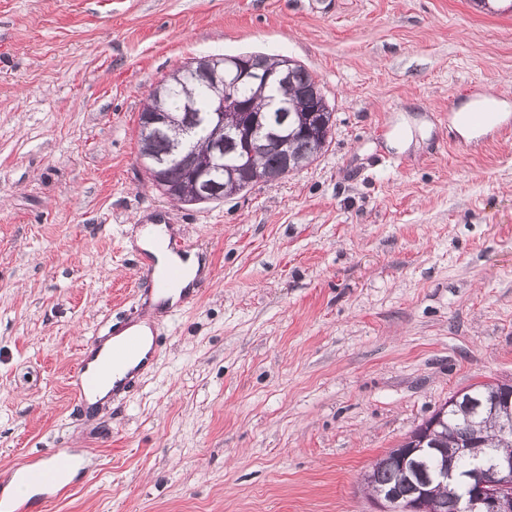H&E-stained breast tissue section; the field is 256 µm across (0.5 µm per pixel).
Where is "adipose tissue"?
Returning <instances> with one entry per match:
<instances>
[{"mask_svg":"<svg viewBox=\"0 0 512 512\" xmlns=\"http://www.w3.org/2000/svg\"><path fill=\"white\" fill-rule=\"evenodd\" d=\"M482 106H491L503 113L512 111L511 101L495 96L487 91L476 93L471 100L460 105L456 115L451 120L454 130L461 138L471 141L481 135V128L473 126L468 121L467 114L473 109ZM165 237L164 227L157 224L147 225L136 234L137 246L152 255L157 270L162 271L174 268L180 273L179 278L164 293L153 295L150 305L154 308L158 306L162 308L175 306L206 270L204 261L196 253L176 255L160 250L157 243L165 239Z\"/></svg>","mask_w":512,"mask_h":512,"instance_id":"adipose-tissue-1","label":"adipose tissue"}]
</instances>
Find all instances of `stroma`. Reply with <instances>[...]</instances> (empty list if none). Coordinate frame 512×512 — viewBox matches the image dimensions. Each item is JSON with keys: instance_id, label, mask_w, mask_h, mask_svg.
<instances>
[{"instance_id": "obj_1", "label": "stroma", "mask_w": 512, "mask_h": 512, "mask_svg": "<svg viewBox=\"0 0 512 512\" xmlns=\"http://www.w3.org/2000/svg\"><path fill=\"white\" fill-rule=\"evenodd\" d=\"M280 54L333 110L312 163L181 205L137 161L150 91ZM512 12L475 0H0V487L86 455L52 512H372L361 475L458 392L512 382ZM425 122L406 150L401 119ZM208 280L150 312L136 230ZM150 319L149 368L74 398L83 345ZM482 106L494 107L497 112L508 113L510 111V103L506 98L495 96L487 91L476 93L471 100L460 105L457 114L451 120L454 130L466 141L474 140L489 130L473 126L467 119L468 112Z\"/></svg>"}]
</instances>
